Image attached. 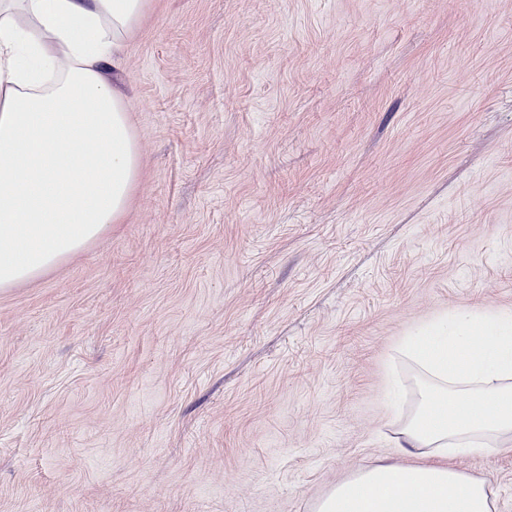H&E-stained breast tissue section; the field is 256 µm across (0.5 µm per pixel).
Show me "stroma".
I'll use <instances>...</instances> for the list:
<instances>
[{"instance_id": "obj_1", "label": "stroma", "mask_w": 512, "mask_h": 512, "mask_svg": "<svg viewBox=\"0 0 512 512\" xmlns=\"http://www.w3.org/2000/svg\"><path fill=\"white\" fill-rule=\"evenodd\" d=\"M118 89L125 215L0 289V512H310L430 463L400 343L512 311V0H148ZM449 465L512 512V448Z\"/></svg>"}]
</instances>
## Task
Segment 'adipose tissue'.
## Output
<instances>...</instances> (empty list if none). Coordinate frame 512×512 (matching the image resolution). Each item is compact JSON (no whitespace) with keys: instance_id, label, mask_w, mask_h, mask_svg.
Masks as SVG:
<instances>
[{"instance_id":"ef3b65f1","label":"adipose tissue","mask_w":512,"mask_h":512,"mask_svg":"<svg viewBox=\"0 0 512 512\" xmlns=\"http://www.w3.org/2000/svg\"><path fill=\"white\" fill-rule=\"evenodd\" d=\"M146 0H0V288L82 251L125 212L140 153L116 81ZM402 356L424 373L401 454H492L512 436V313L448 317ZM316 512H493L484 481L449 466L379 463Z\"/></svg>"}]
</instances>
